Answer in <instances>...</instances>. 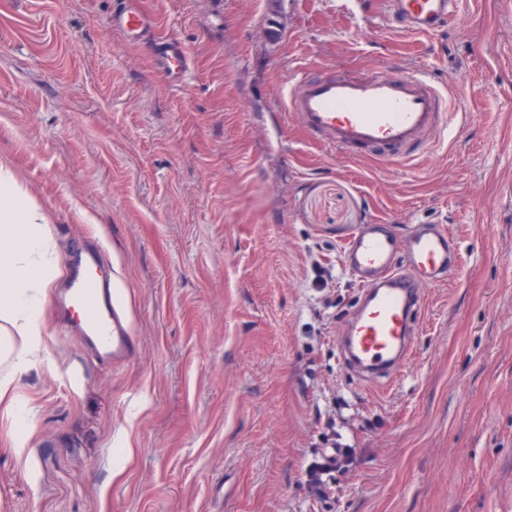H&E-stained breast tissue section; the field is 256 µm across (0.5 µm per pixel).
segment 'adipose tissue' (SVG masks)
Here are the masks:
<instances>
[{"instance_id":"ef3b65f1","label":"adipose tissue","mask_w":512,"mask_h":512,"mask_svg":"<svg viewBox=\"0 0 512 512\" xmlns=\"http://www.w3.org/2000/svg\"><path fill=\"white\" fill-rule=\"evenodd\" d=\"M48 224L13 170L1 165L0 405L22 426L29 410L19 399L20 381L46 350V310L60 275Z\"/></svg>"}]
</instances>
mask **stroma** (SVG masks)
I'll use <instances>...</instances> for the list:
<instances>
[{"label": "stroma", "instance_id": "obj_1", "mask_svg": "<svg viewBox=\"0 0 512 512\" xmlns=\"http://www.w3.org/2000/svg\"><path fill=\"white\" fill-rule=\"evenodd\" d=\"M117 2L0 0V165L62 272L103 243L138 346L101 362L49 309L22 455L0 410V512H512V8L457 0L419 36L382 0H140L156 25L130 42ZM384 65L449 93L447 138L412 162L315 145L284 108L301 72ZM372 222L458 246L387 390L336 347L342 243ZM331 439L354 462L319 498L305 471ZM159 66L168 76L178 78L188 68L185 51L176 38L166 39L160 54Z\"/></svg>", "mask_w": 512, "mask_h": 512}]
</instances>
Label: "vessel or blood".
I'll list each match as a JSON object with an SVG mask.
<instances>
[{
	"mask_svg": "<svg viewBox=\"0 0 512 512\" xmlns=\"http://www.w3.org/2000/svg\"><path fill=\"white\" fill-rule=\"evenodd\" d=\"M455 0H385L390 24L436 35L448 23ZM115 30L137 40L155 26L138 0H125L113 17ZM159 66L178 77L187 69L181 43L166 39ZM446 90L427 74L379 69L361 76L302 73L285 94L286 109L305 133L326 148L355 157L375 155L393 163L412 160L414 145L430 146L447 131ZM455 243L440 224H413L397 232L389 224H364L345 239L343 266L360 293L345 320L337 348L344 364L367 383L394 379L407 365L418 332L423 290L444 283ZM100 249L83 247L57 296L61 316L79 303L84 318L75 327L102 361L133 357L136 342L112 291L94 276Z\"/></svg>",
	"mask_w": 512,
	"mask_h": 512,
	"instance_id": "obj_1",
	"label": "vessel or blood"
}]
</instances>
